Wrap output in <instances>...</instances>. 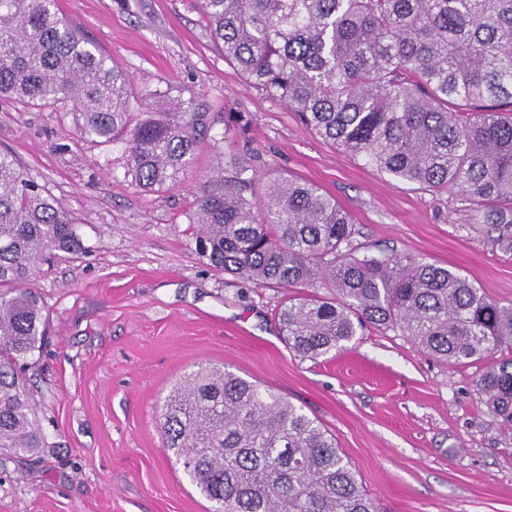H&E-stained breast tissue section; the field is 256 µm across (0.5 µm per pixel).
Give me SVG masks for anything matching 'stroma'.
Listing matches in <instances>:
<instances>
[{"mask_svg": "<svg viewBox=\"0 0 512 512\" xmlns=\"http://www.w3.org/2000/svg\"><path fill=\"white\" fill-rule=\"evenodd\" d=\"M58 5L130 76L138 99L193 97L206 117L194 176L152 193L124 177L120 145L81 133L73 107L0 100V150L76 218L83 245L32 279L51 316L25 371L46 445L0 448V512H209L159 426L172 385L201 363L270 387L317 419L386 512H512V425L477 386L488 360L451 366L375 328L334 358L301 357L276 321L288 290L210 266L190 222L230 109L250 121L234 152L267 177L333 196L361 251L455 270L509 304L512 252L483 207L415 189L310 133L225 61L196 0Z\"/></svg>", "mask_w": 512, "mask_h": 512, "instance_id": "35a3bbf8", "label": "stroma"}]
</instances>
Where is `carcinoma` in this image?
I'll use <instances>...</instances> for the list:
<instances>
[{
	"instance_id": "obj_1",
	"label": "carcinoma",
	"mask_w": 512,
	"mask_h": 512,
	"mask_svg": "<svg viewBox=\"0 0 512 512\" xmlns=\"http://www.w3.org/2000/svg\"><path fill=\"white\" fill-rule=\"evenodd\" d=\"M224 59L316 136L394 179L487 207L512 249V0H199ZM0 97L71 102L82 133L122 143L125 177L147 191L194 172V98L135 111L130 78L59 16L58 0H0ZM224 113L222 165L199 185L196 248L214 267L275 288H315L277 313L289 348L317 360L368 325L399 330L455 365L512 352V304L444 267L359 254L336 199L266 179L223 144L247 131ZM81 248L74 218L0 151V448L45 447L20 367L49 315L27 287L54 252ZM478 386L512 423V358ZM164 447L213 512H382L336 439L283 397L210 365L163 405Z\"/></svg>"
}]
</instances>
